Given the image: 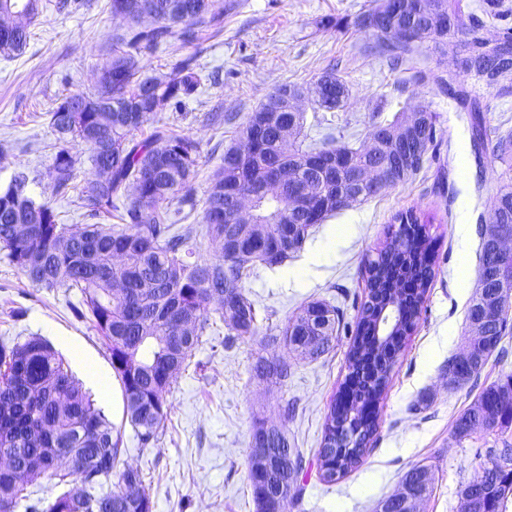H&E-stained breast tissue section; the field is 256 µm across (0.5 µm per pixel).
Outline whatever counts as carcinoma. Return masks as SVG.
<instances>
[{
  "mask_svg": "<svg viewBox=\"0 0 512 512\" xmlns=\"http://www.w3.org/2000/svg\"><path fill=\"white\" fill-rule=\"evenodd\" d=\"M381 0H373L362 18L376 17L370 29L376 44L394 66L404 63L405 54L423 44L460 36L454 42L459 68L473 83L493 88L500 96L512 95V27L499 29L491 38L479 33L474 13L464 0H434L453 23L448 32H433L418 20L414 38L401 41L393 30L402 19L381 13ZM11 5L22 13L20 25L8 36L0 34V54L19 55L30 40V27L39 14V3L31 0H0V8ZM156 19L136 24L120 38L112 51V63L104 69L93 93H67L49 112V125L56 136V152L49 169V182L39 200L27 190L26 178L15 177L0 190V260L16 268L31 282L53 290L77 288L82 295L79 317L88 321L110 351L112 369L121 383L125 422L134 430L140 447L157 441L170 414L167 394L186 369L193 352L213 321L224 325L225 344L250 339L259 333L260 310L242 289L243 278L255 263L267 268L282 264L299 251L316 224L350 207L346 170L320 176L316 171L294 165L293 155L336 156L349 167L366 163L398 170L404 184L421 172L429 151L436 147V116L431 110L411 144L398 146L385 140L375 154L340 143L333 135L326 113L342 108L349 88L330 65L317 83L331 85L323 98L314 102L316 125L325 129L320 139L303 136L285 153L275 132L279 122H292L285 112L265 122L254 116L288 96L290 84L275 88L268 101L238 126L235 138L224 148V158L215 170L205 199L204 237L211 256L200 258L197 236L174 229L169 204L183 203L180 191L189 187L200 156L199 143L178 133L166 122L149 137H137L143 124L164 103L181 107L200 86L193 58L183 60L173 75L141 78L132 52L153 51L170 38L189 42L192 24L218 26L224 11L213 8V0H156ZM447 94L467 121L476 164H481L488 145L485 109L469 85L457 74L441 71L418 73ZM112 107L108 125V151L101 153L93 131ZM404 114L393 119L375 111L369 127L391 131L401 125ZM75 145H82L97 167L107 160L110 173L98 183L90 179L74 183ZM493 150L501 158H512V130L499 134ZM278 168L291 170L293 179L311 183L322 197L312 216L298 222L289 208L288 189L259 196L253 219L245 224L226 199L261 188ZM78 191L88 216L96 219L119 214V224H86L76 232L58 222L52 200ZM498 220L512 225V176L501 178L495 196ZM297 223L294 242L280 243L288 225ZM19 224H36L32 237L16 234ZM489 231L480 228L478 275L488 271ZM436 256L429 236L414 233L404 239L388 237L375 256L366 261V295L359 308L355 334L348 354L349 373L345 382L354 385L355 399L379 402L386 392L392 369L403 346L409 322L419 317L425 296L435 277ZM406 278L415 283L410 295L392 293L394 282ZM497 295L490 306L485 334L471 341L472 363L459 370L454 384L461 386L477 376L489 357L509 333L512 286L490 284L487 295ZM396 301L401 326L376 335V324L389 302ZM319 312L320 322L303 315L287 322L281 336L270 335V345L283 341L292 351L305 355L325 353L339 321L336 307L312 301L302 312ZM260 379L283 381L288 364L274 356L260 357L254 365ZM486 419L484 430L503 434L512 429V375L485 386L476 401L454 422V433L464 439L472 433L469 422ZM376 422L367 423L346 405L331 403L318 450L321 481L334 484L363 463L373 442ZM264 424L253 426L247 479L256 512H271L282 506L280 498L299 500L303 456L280 428L271 432L267 446L255 444ZM0 446L21 449L20 462L12 470L0 469V512H153L154 504L141 472L125 464L122 427L97 409L91 396L75 381L54 347L40 337L22 343L0 344ZM80 455L84 462L73 470L60 459ZM489 464L512 468V448L488 450ZM45 480L58 489L48 499L31 500L28 486Z\"/></svg>",
  "mask_w": 512,
  "mask_h": 512,
  "instance_id": "1",
  "label": "carcinoma"
}]
</instances>
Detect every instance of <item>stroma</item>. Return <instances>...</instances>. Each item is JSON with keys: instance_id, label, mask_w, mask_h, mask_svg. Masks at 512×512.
Wrapping results in <instances>:
<instances>
[{"instance_id": "obj_1", "label": "stroma", "mask_w": 512, "mask_h": 512, "mask_svg": "<svg viewBox=\"0 0 512 512\" xmlns=\"http://www.w3.org/2000/svg\"><path fill=\"white\" fill-rule=\"evenodd\" d=\"M216 2L224 8L220 28L196 27L192 43L177 40L137 57L141 73L148 75L175 73L191 57L201 77L185 106L160 109L140 131L148 137L162 120L200 144L189 188L195 207L178 215V228L200 227L209 176L238 123L283 83L304 90L302 108L311 112L315 80L331 63L349 86L344 107L332 119L335 135L365 148L370 112L391 116L403 103H422L437 116L441 146L436 160L412 181L338 212L314 228L302 250L280 267L260 268L245 278L246 294L268 308L271 319L261 321L258 336L229 348L222 343L224 328H214L168 394L171 413L155 445L140 448L132 428H125V461L142 472L154 512H255L246 469L250 433L261 421L286 428L309 465L302 502H285L283 512H376L378 502L398 490L402 475L419 464L431 466L434 477L420 512H462L461 484L480 474L488 449L512 443V431L500 437L478 429L460 439L453 425L482 387L512 375V334L504 339L506 357H490L477 379L449 386L448 360L464 346L480 250L478 232H471L463 248L455 227L477 224L479 216L489 214L512 159L489 150L475 160L468 127L448 97L412 80L417 69H455L451 51L425 44L394 68L371 34L355 27L370 0ZM40 3L25 51L0 55V185L23 174L36 196L48 181L55 154L48 111L61 94L93 92L128 27L127 20L113 17L108 0H71L62 11L56 0ZM407 210L432 219L427 230L438 255L436 276L380 401L377 431L363 464L328 485L319 477L317 452L326 413L348 373L347 354L364 299V261L383 246L394 216ZM316 299L339 311L340 325L327 353L302 357L283 344L267 345L266 336L278 334ZM80 301L78 289L40 288L0 261V341L47 340L96 407L118 424L124 415L121 386L103 339L74 312ZM82 355L105 377L107 393L97 392L85 378ZM270 355L287 363L286 380L271 383L255 376L256 360ZM288 402L296 405L290 416L282 410Z\"/></svg>"}]
</instances>
